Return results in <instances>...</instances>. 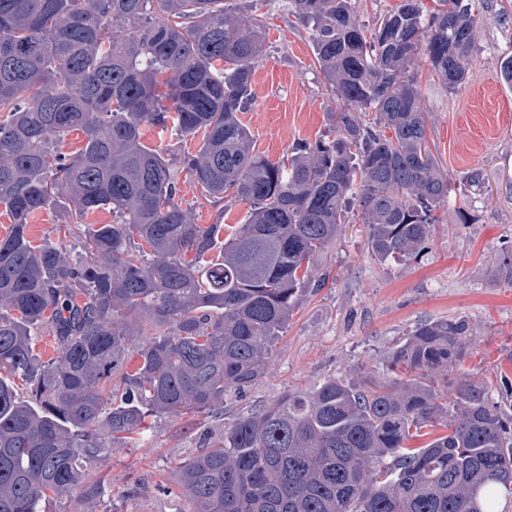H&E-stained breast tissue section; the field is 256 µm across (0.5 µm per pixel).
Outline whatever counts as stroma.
<instances>
[{
    "label": "stroma",
    "instance_id": "obj_1",
    "mask_svg": "<svg viewBox=\"0 0 512 512\" xmlns=\"http://www.w3.org/2000/svg\"><path fill=\"white\" fill-rule=\"evenodd\" d=\"M482 3L486 21L475 32L467 81L449 92L430 67L418 72L430 145L450 183L427 248L403 264L378 263L367 250L364 224L350 218L330 251L327 286L301 302L263 382L229 401L225 418L271 403L294 387L354 378L359 367L380 372L415 325L450 316L467 317L474 329L476 344L463 362L470 380L495 389L512 381V286L498 277L499 260L512 251V85L499 70L501 59L512 55V0ZM228 4L249 6L267 25L266 56L241 118L256 150L275 161L293 143L315 139L336 101L320 75L308 29L289 14L285 0ZM474 168L483 170L485 180L470 191L462 178ZM178 189L199 224H240L249 210L241 201L215 204L183 175ZM462 212L468 223H460ZM111 221L106 210L82 217L56 206L31 221L28 235L55 242L60 225ZM216 430L206 413L164 419L144 441L92 463L89 474L105 478L114 496L95 504V512H183L172 475Z\"/></svg>",
    "mask_w": 512,
    "mask_h": 512
}]
</instances>
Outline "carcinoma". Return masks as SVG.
Wrapping results in <instances>:
<instances>
[{
	"label": "carcinoma",
	"mask_w": 512,
	"mask_h": 512,
	"mask_svg": "<svg viewBox=\"0 0 512 512\" xmlns=\"http://www.w3.org/2000/svg\"><path fill=\"white\" fill-rule=\"evenodd\" d=\"M226 2L0 0V512H44L77 485L101 501L88 463L259 384L300 302L326 286L351 211L381 262L432 236L448 174L415 70L424 59L444 89L465 82L480 4L437 0L425 16L402 0L367 30L354 0H287L339 106L274 162L239 117L265 23ZM146 126L198 147L174 158L144 143ZM75 131L81 147L61 152ZM179 170L250 205L223 248L224 225L196 223L178 198ZM60 202L114 220L34 244L30 218ZM43 330L57 345L46 361ZM474 344L464 317L419 323L385 373L223 423L178 467L184 512H495L498 489L512 493V388L494 399L448 382ZM429 427L445 433L411 446Z\"/></svg>",
	"instance_id": "obj_1"
}]
</instances>
